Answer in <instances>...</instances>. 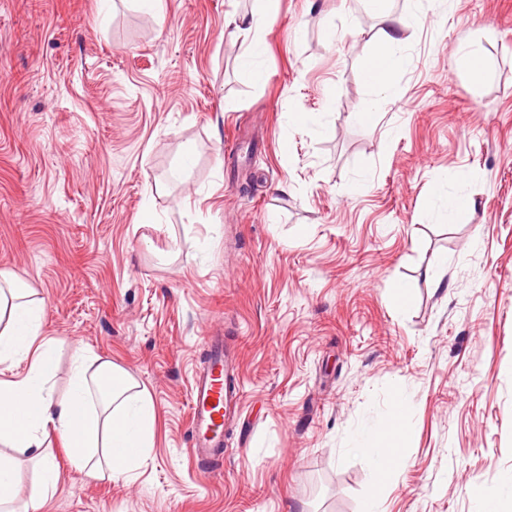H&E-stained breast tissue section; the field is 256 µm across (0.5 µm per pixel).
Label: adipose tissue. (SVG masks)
Here are the masks:
<instances>
[{
  "instance_id": "1",
  "label": "adipose tissue",
  "mask_w": 512,
  "mask_h": 512,
  "mask_svg": "<svg viewBox=\"0 0 512 512\" xmlns=\"http://www.w3.org/2000/svg\"><path fill=\"white\" fill-rule=\"evenodd\" d=\"M276 0H261L259 9L233 20L235 32L248 38L242 66L252 80L261 74L252 61L262 51L265 21ZM386 24L370 60L367 83L385 94L391 78L404 65L397 51L404 35L418 22L417 14L391 16L376 11ZM28 286L0 271V512H12L18 495L14 451L27 453L39 484L40 499L55 492L58 469L46 441L55 436L71 464L97 479H118L136 470L153 446L155 407L146 391L112 361L75 345L70 393L60 399L50 383L55 369L53 344L43 334L45 309L30 300ZM24 375H12L19 363Z\"/></svg>"
}]
</instances>
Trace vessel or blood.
<instances>
[{"label": "vessel or blood", "instance_id": "1", "mask_svg": "<svg viewBox=\"0 0 512 512\" xmlns=\"http://www.w3.org/2000/svg\"><path fill=\"white\" fill-rule=\"evenodd\" d=\"M209 347L210 355L190 387V452L198 460L217 463L224 457L223 413L235 407L240 396L228 384L235 375V364L223 340L210 336Z\"/></svg>", "mask_w": 512, "mask_h": 512}]
</instances>
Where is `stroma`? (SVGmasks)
<instances>
[{"label":"stroma","mask_w":512,"mask_h":512,"mask_svg":"<svg viewBox=\"0 0 512 512\" xmlns=\"http://www.w3.org/2000/svg\"><path fill=\"white\" fill-rule=\"evenodd\" d=\"M257 4L164 0L160 21L139 0H0V270L45 304L56 397L80 343L157 413L115 481L53 441L39 512H476L474 487L512 476V0H386L424 14L386 99L362 0H278L247 78L228 22ZM441 183L474 213L444 218ZM211 332L241 400L204 469L188 394ZM380 423L385 478L353 449ZM461 61L474 80L481 81L490 70V62L475 50L461 49Z\"/></svg>","instance_id":"obj_1"}]
</instances>
